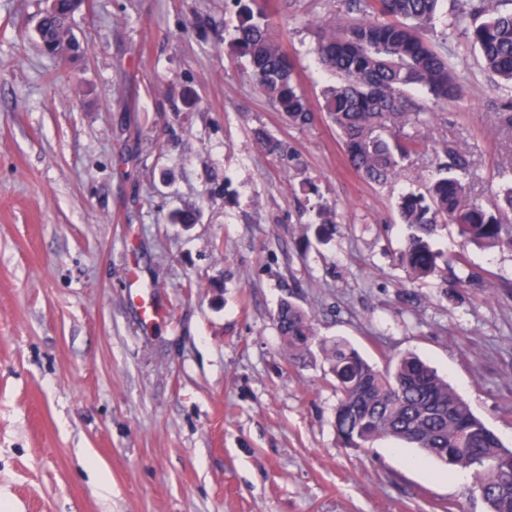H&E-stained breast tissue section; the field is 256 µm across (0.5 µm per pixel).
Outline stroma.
Instances as JSON below:
<instances>
[{
	"mask_svg": "<svg viewBox=\"0 0 512 512\" xmlns=\"http://www.w3.org/2000/svg\"><path fill=\"white\" fill-rule=\"evenodd\" d=\"M346 2L269 0L314 108L334 82L315 22ZM45 7L0 0V512H487L471 471L390 439L341 447L327 364L290 363L275 322L289 298L377 367L418 356L512 448V252L449 226L432 246L466 254L454 274L413 282L400 262L395 202L440 145L470 153L485 200L512 164L465 40L461 95L413 91L423 151L376 185L324 117L282 120L224 40L225 0H87L75 61L40 50ZM317 202L336 210L328 241L299 231ZM255 138L261 151L277 159L284 169L288 171L292 166L295 170H299L302 163L300 162L298 154L290 152L288 145L282 140L260 129L255 131Z\"/></svg>",
	"mask_w": 512,
	"mask_h": 512,
	"instance_id": "1",
	"label": "stroma"
}]
</instances>
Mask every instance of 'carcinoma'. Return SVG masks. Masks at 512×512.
I'll return each instance as SVG.
<instances>
[{"label":"carcinoma","instance_id":"1","mask_svg":"<svg viewBox=\"0 0 512 512\" xmlns=\"http://www.w3.org/2000/svg\"><path fill=\"white\" fill-rule=\"evenodd\" d=\"M443 0H348L358 18L324 21L313 48L317 64L337 77L322 94L321 110L339 132L348 167L368 182L386 184L417 154L419 143L397 130L423 122V109L407 96L420 88L433 100L448 103L461 93L460 76L448 42L425 38ZM506 0H464L453 6L448 36L462 34L478 53L486 75L497 79L504 98L494 109L497 123L512 129V9ZM236 24L230 45L246 58L251 77L288 124L307 127L315 120L299 91L295 67L275 34L266 0H234ZM84 0H53L35 36L44 52L73 53L70 21ZM261 151L284 169H299L298 154L264 130L255 131ZM438 177L426 192L408 191L396 201L400 222L410 234L401 259L414 280L462 264L441 255L431 239L440 225L452 224L468 243L512 252V182L501 187L496 202L483 203L464 179L471 155L452 142L442 145ZM317 235L336 230L329 206L316 210ZM277 330L291 362L312 356L316 331L310 313L291 300L280 304ZM339 395L335 426L346 448H362L382 439L413 445L431 459L473 470L474 482L486 493L488 512H512V448L472 412L470 405L431 367L412 354L396 358L385 370L364 360L344 341L321 343Z\"/></svg>","mask_w":512,"mask_h":512}]
</instances>
